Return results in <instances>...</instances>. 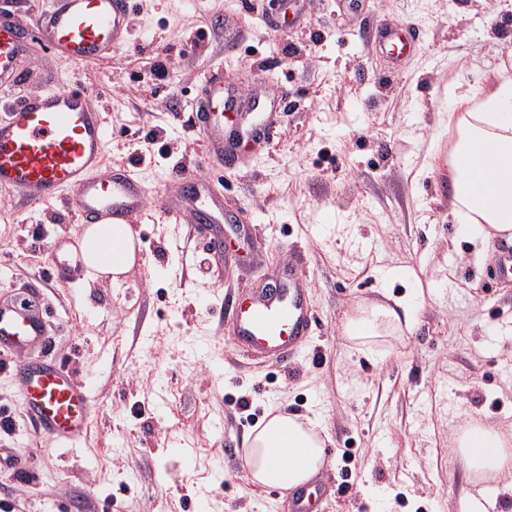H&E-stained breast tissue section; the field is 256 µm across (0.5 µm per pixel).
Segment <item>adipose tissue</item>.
<instances>
[{
    "label": "adipose tissue",
    "instance_id": "obj_1",
    "mask_svg": "<svg viewBox=\"0 0 512 512\" xmlns=\"http://www.w3.org/2000/svg\"><path fill=\"white\" fill-rule=\"evenodd\" d=\"M474 92L457 85L455 112L448 125L455 131L448 150L451 206L465 237L489 244L500 235L512 236V80L498 81L484 96L478 111L468 105ZM92 247L84 260L96 275H123L135 263V233L127 224H96L85 232ZM418 306L393 307L373 303L345 314L343 335L361 347L412 330ZM460 459L470 471L491 473L512 486V435L493 424H476L459 438ZM252 450L253 482L288 490L307 483L321 466L324 439L316 420L272 414L247 440Z\"/></svg>",
    "mask_w": 512,
    "mask_h": 512
}]
</instances>
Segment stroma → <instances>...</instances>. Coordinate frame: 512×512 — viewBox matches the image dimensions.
Wrapping results in <instances>:
<instances>
[{
	"label": "stroma",
	"mask_w": 512,
	"mask_h": 512,
	"mask_svg": "<svg viewBox=\"0 0 512 512\" xmlns=\"http://www.w3.org/2000/svg\"><path fill=\"white\" fill-rule=\"evenodd\" d=\"M132 23L128 45L85 66L33 44L17 88L0 90L1 114L42 73L81 84L109 122L108 160L149 191L133 272L63 287L46 262L53 239L77 231L71 213L0 189V297L39 288L50 351L96 405L83 451L64 449L0 369V411L16 420L0 432L15 463L0 512H286L238 474L237 449L273 409L317 418L336 452L317 512H470L474 499L512 512V487L467 473L453 442L468 423L512 429V288L456 235L447 155L456 84L512 78V0H135ZM395 26L421 39L392 72L375 35ZM216 68L285 104L269 139L211 171L232 216L220 255L211 225L164 208L202 165L194 102ZM292 257L312 275V336L290 365L236 352V300ZM391 268L404 277L383 282ZM419 291L413 334L369 351L341 336L355 305Z\"/></svg>",
	"instance_id": "35a3bbf8"
}]
</instances>
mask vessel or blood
Returning a JSON list of instances; mask_svg holds the SVG:
<instances>
[{
	"label": "vessel or blood",
	"instance_id": "1",
	"mask_svg": "<svg viewBox=\"0 0 512 512\" xmlns=\"http://www.w3.org/2000/svg\"><path fill=\"white\" fill-rule=\"evenodd\" d=\"M132 0H51L37 8L32 22L21 25L0 14V87L11 86L19 63L31 42L77 62L102 58L127 43ZM376 41L392 62L410 53L416 41L407 28H387ZM198 104L205 131L206 162L234 155L242 145L268 138L261 116L276 111L278 101L244 96L224 84L221 74L204 80ZM109 128L101 110L89 104L80 86L67 90L46 88L16 100L0 116V188L9 189L27 203L49 205L63 192L72 195L77 221L93 224L141 223L148 191L124 165L105 168ZM190 189L174 205L193 224L224 223V197L210 188L206 175H182ZM48 265L57 285L83 277L81 232L54 240ZM497 280L512 286V243L503 244L492 259ZM310 274L289 266L279 287L242 297L234 321L233 346L254 358L291 359L310 336L316 317L307 302ZM49 342L43 308L36 294L0 302V356L9 357L28 416L40 433L65 447L83 443L92 425L94 400L87 385L68 366L45 355ZM334 449H326L321 476L289 490L290 512H315L335 469Z\"/></svg>",
	"mask_w": 512,
	"mask_h": 512
}]
</instances>
